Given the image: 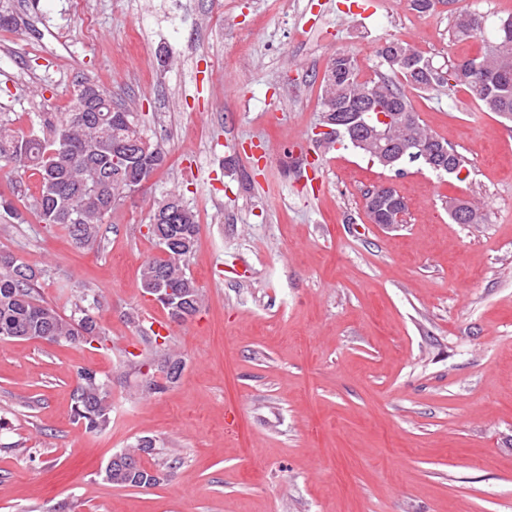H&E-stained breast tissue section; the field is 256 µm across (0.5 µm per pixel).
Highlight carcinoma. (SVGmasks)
Instances as JSON below:
<instances>
[{"mask_svg":"<svg viewBox=\"0 0 512 512\" xmlns=\"http://www.w3.org/2000/svg\"><path fill=\"white\" fill-rule=\"evenodd\" d=\"M472 13L459 12L453 16L450 34L453 39L464 41L481 34L470 20ZM384 64L395 77L407 84L418 82L412 69L396 59L382 57ZM447 77L436 78L431 83H421L420 89L433 90L449 85H464L471 96L486 111L512 117V17L502 20L495 29L494 41L483 54L466 59L445 68ZM385 104L400 117L413 108L405 96L389 81L363 80L355 58L347 66L335 67V81L321 83L322 111L328 112L336 103H342L347 111L355 112L363 92ZM79 94H74L67 109L47 120L52 139L26 135L12 127V120L0 114V163L16 172L32 170L40 176L41 194L30 208L39 222L65 227L74 243L80 247L95 243L99 226L112 212L116 204L128 191L127 180L135 178L136 169L129 168V161L114 145L134 135L143 136L138 120L132 112L115 105L114 112H90L78 117L75 112ZM360 131L350 135L344 129L340 133L325 136L328 141L347 143L369 159L377 157L371 150L355 143ZM435 135L427 132L419 116L414 124L403 131L395 130L391 138V150L399 148L398 141L431 140ZM451 220L456 224H477L479 211L461 199L446 202ZM159 232L165 238L180 237L189 241V247L178 250L167 248L164 259L146 262L141 269L143 288L157 284L171 291L174 298L181 295L190 298L191 314H196L202 303V293L193 279L185 272L198 231L196 214L187 209L185 220L179 224H160ZM99 304L93 297L87 306H76L78 317L66 319L47 305L37 291V274L21 264L12 255L0 252V337L12 339H44L65 341L71 344L90 345L105 342L99 325L93 317L92 307ZM183 361L177 353L160 350L157 370L164 376V383L147 379L142 386L144 395L165 390L178 381L168 372V365ZM75 419L85 424L90 431L104 429L110 419L112 404L106 379L97 372L81 369L73 389ZM155 444L136 445L117 454L103 470V478L122 487L149 488L160 483L156 470L146 466L143 456H150Z\"/></svg>","mask_w":512,"mask_h":512,"instance_id":"1","label":"carcinoma"}]
</instances>
